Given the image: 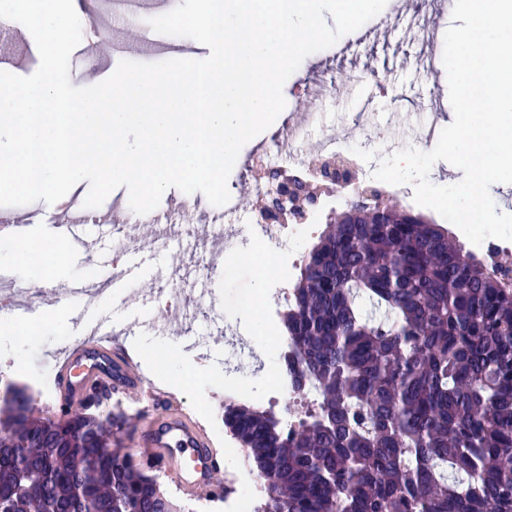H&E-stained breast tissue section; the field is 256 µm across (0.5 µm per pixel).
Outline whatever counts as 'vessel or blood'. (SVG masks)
I'll return each instance as SVG.
<instances>
[{
  "mask_svg": "<svg viewBox=\"0 0 512 512\" xmlns=\"http://www.w3.org/2000/svg\"><path fill=\"white\" fill-rule=\"evenodd\" d=\"M27 230V224L14 215L0 217V244L22 239ZM54 233L69 246L91 255L97 252V240L83 225L82 216L77 211H68L66 220L55 225ZM143 263V258L133 256L127 249L111 261L113 286L121 295L120 305H127L124 293L132 284L139 282ZM61 296L77 314L102 304L92 281L85 277L69 282ZM115 334L111 318L105 315L97 321L90 335L67 344L52 366L60 407L77 404L96 382L124 394L143 392L145 378ZM150 398L164 403L165 408L160 414L148 416L140 425L135 440V456L142 464L164 472L188 494L212 493L223 461L213 450L209 432L195 417L168 402L164 392L153 391Z\"/></svg>",
  "mask_w": 512,
  "mask_h": 512,
  "instance_id": "vessel-or-blood-1",
  "label": "vessel or blood"
}]
</instances>
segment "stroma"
<instances>
[{
  "label": "stroma",
  "instance_id": "1",
  "mask_svg": "<svg viewBox=\"0 0 512 512\" xmlns=\"http://www.w3.org/2000/svg\"><path fill=\"white\" fill-rule=\"evenodd\" d=\"M455 0H388L375 18L357 31L340 38L333 46L307 56L286 80V106L280 120L241 149L228 186L234 201L245 213H252L259 187L266 184V171L252 160L258 155L286 152L282 133L301 113H313V126L322 128L340 145L356 149L363 166L377 168L378 160L393 151L415 144L432 149V139L416 141L420 127L433 136L447 126L453 108L449 101L447 74L442 62L443 39L452 21ZM91 21L104 29L96 44L80 43L70 57V81L83 83L86 74L109 77L114 71L113 42L127 41L131 26L116 27L108 22L104 7H96ZM12 60L11 71L32 75L40 57L35 41L21 24L7 28L0 40V57ZM245 231L223 238L215 236L198 244L173 242L155 248L143 265V278L136 285L138 303L126 309V316H150L152 336L181 345L192 363L199 367L223 363L224 347L233 337L245 335L240 319L228 318L223 310L212 309L211 298L203 307L210 317H197L189 335L176 333V311L156 305L159 288L174 290L183 269L197 270L195 289L218 287L222 265H208L205 254L248 246ZM57 307L31 296L27 310H15L9 317L16 329L0 340V376L31 387L43 380L49 362L68 343L56 326Z\"/></svg>",
  "mask_w": 512,
  "mask_h": 512
}]
</instances>
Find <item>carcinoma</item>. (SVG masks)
<instances>
[{
	"label": "carcinoma",
	"mask_w": 512,
	"mask_h": 512,
	"mask_svg": "<svg viewBox=\"0 0 512 512\" xmlns=\"http://www.w3.org/2000/svg\"><path fill=\"white\" fill-rule=\"evenodd\" d=\"M319 400L286 432L274 408L224 428L275 512H512V282L447 228L382 198L332 210L280 314ZM0 405L5 512H179L136 467L96 394L51 422Z\"/></svg>",
	"instance_id": "1"
}]
</instances>
